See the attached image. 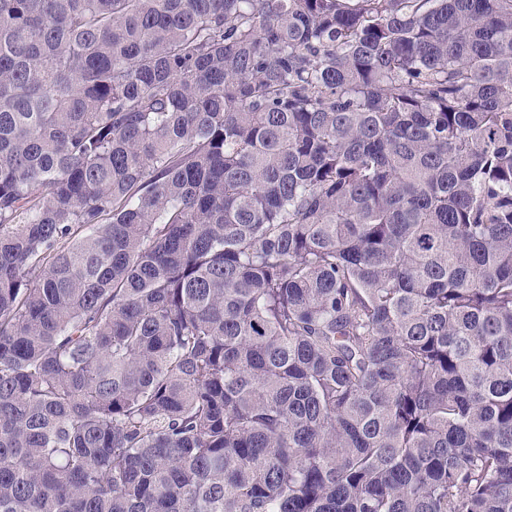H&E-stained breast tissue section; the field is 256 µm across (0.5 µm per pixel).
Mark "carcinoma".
Listing matches in <instances>:
<instances>
[{
  "label": "carcinoma",
  "mask_w": 512,
  "mask_h": 512,
  "mask_svg": "<svg viewBox=\"0 0 512 512\" xmlns=\"http://www.w3.org/2000/svg\"><path fill=\"white\" fill-rule=\"evenodd\" d=\"M0 512H512V0H0Z\"/></svg>",
  "instance_id": "obj_1"
}]
</instances>
